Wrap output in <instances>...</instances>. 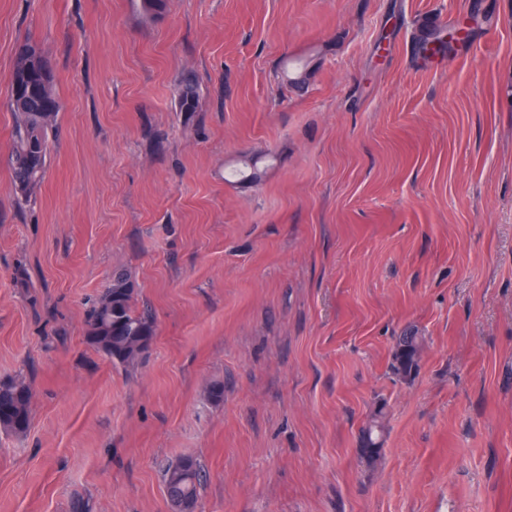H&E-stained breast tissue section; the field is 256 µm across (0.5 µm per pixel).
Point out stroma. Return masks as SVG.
<instances>
[{
    "instance_id": "obj_1",
    "label": "stroma",
    "mask_w": 512,
    "mask_h": 512,
    "mask_svg": "<svg viewBox=\"0 0 512 512\" xmlns=\"http://www.w3.org/2000/svg\"><path fill=\"white\" fill-rule=\"evenodd\" d=\"M427 13L476 48L415 53ZM27 36L61 109L22 205ZM248 159L257 179L232 178ZM116 269L157 321L132 368L86 336ZM19 377L0 512H171L181 457L198 512H512V0H0V380ZM176 98L179 112L187 115L197 111L199 104V87L194 75H183L178 81ZM422 342V336H418V331L415 329L404 330L396 338L392 368L397 375L402 378H409L417 372ZM0 430L13 434L27 431L31 411V387L24 379L0 381ZM385 414L383 409H377L371 419L362 430L360 436V452L364 458L374 462L382 449V441L385 430ZM202 478V469L193 458L185 457L171 462L164 474L167 500L181 499L194 512Z\"/></svg>"
}]
</instances>
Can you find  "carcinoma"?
I'll list each match as a JSON object with an SVG mask.
<instances>
[{
    "label": "carcinoma",
    "mask_w": 512,
    "mask_h": 512,
    "mask_svg": "<svg viewBox=\"0 0 512 512\" xmlns=\"http://www.w3.org/2000/svg\"><path fill=\"white\" fill-rule=\"evenodd\" d=\"M15 54L9 98L14 125L6 164L16 193L28 199L44 177L48 145L57 134L60 108L54 70L39 45L27 38L18 43ZM176 98L179 111L187 115L197 111L199 87L194 75L180 78ZM88 326L89 341L112 361L128 366L135 364L146 351L142 346L139 353H132V343H141L155 335L151 311L135 307L134 288L127 272L122 270L112 274L109 286L93 301ZM422 342L415 329H407L396 338L392 368L397 375L409 378L417 372ZM1 407L9 412H0V430L25 433L31 411L29 383L22 378L0 381ZM384 420L383 410L378 409L362 430L360 452L370 462L379 457L382 449ZM202 478V469L193 458L171 462L164 474L167 500L178 498L190 509H196Z\"/></svg>",
    "instance_id": "obj_1"
}]
</instances>
